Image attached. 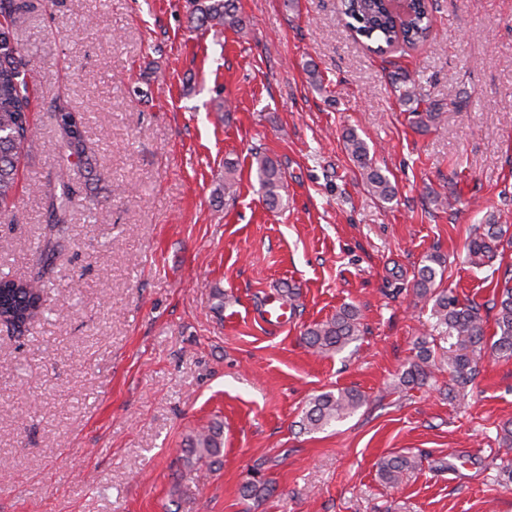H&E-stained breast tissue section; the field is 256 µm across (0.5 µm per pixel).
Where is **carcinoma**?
Returning <instances> with one entry per match:
<instances>
[{
    "mask_svg": "<svg viewBox=\"0 0 512 512\" xmlns=\"http://www.w3.org/2000/svg\"><path fill=\"white\" fill-rule=\"evenodd\" d=\"M341 13L356 35L376 43V51L384 52L396 45H416L427 39L432 23V0H408L406 9L398 14L391 11L387 0H340ZM27 0H0V209L13 203L18 192L20 159L36 147L31 104L34 99L26 82L31 63L28 52L15 37V27L27 11ZM190 21L199 27L243 28L235 0H191ZM402 81V96L408 101L424 100L420 84L408 78ZM54 118L61 131L65 157H86L85 122L79 112L64 105L55 106ZM344 146L361 169V179L368 193L382 202L393 200L395 192L390 179L372 165L369 148L356 131L343 136ZM256 175L269 207L281 201L282 173L269 157L255 153ZM51 199L48 223L56 231L66 223L75 190L59 171L54 183L42 186ZM507 233L503 224L489 222L467 245V259L477 268L493 261L497 243ZM50 246L40 252L42 270L28 279L0 276V323L19 329L41 313L47 284L44 271L52 262ZM443 258L438 254L425 256L414 281L416 295L432 302V314L437 327L448 339V374L454 383L449 393L457 398L475 380L478 370L475 352L486 345L483 316L479 305L463 303L451 290H437L435 283L443 273ZM507 286L502 289L495 319L494 340L489 344L490 355L512 357V268L504 272ZM361 333L357 312L345 307L331 319L306 330L307 347L320 354L339 351L356 341ZM437 345L426 339L418 342L416 360L402 373L403 386L423 385L436 366ZM366 402L364 394L355 389L326 392L313 398L303 412L302 426L309 431L322 430L360 409ZM222 450L220 428L211 427L190 442V452L199 462L214 463ZM420 466L414 455L395 454L377 462V475L392 486L401 485Z\"/></svg>",
    "mask_w": 512,
    "mask_h": 512,
    "instance_id": "obj_1",
    "label": "carcinoma"
}]
</instances>
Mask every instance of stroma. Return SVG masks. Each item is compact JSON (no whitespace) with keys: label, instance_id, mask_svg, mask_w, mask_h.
Here are the masks:
<instances>
[{"label":"stroma","instance_id":"stroma-1","mask_svg":"<svg viewBox=\"0 0 512 512\" xmlns=\"http://www.w3.org/2000/svg\"><path fill=\"white\" fill-rule=\"evenodd\" d=\"M32 3L16 36L37 147L0 209V273L32 276L57 247L45 314L0 325V512H512V358L481 356L461 398L444 362L399 384L435 324L413 292L426 255L495 332L502 273L470 267L466 245L487 219L512 225V0H436L427 41L385 53L337 0H237V31L193 28L189 0ZM397 73L438 109L428 128ZM61 100L85 115L87 162L64 159ZM349 129L391 203L365 190ZM257 150L283 172L278 208ZM60 169L76 197L57 234L31 186ZM268 298L288 326L261 321ZM347 304L363 335L313 355L303 333ZM344 388L366 404L301 431L308 401ZM217 423L219 464L189 461ZM398 453L422 463L394 487L376 464ZM254 474L273 493L242 497ZM344 146L361 169V179L368 193L382 202L393 200L395 192L390 179L372 165L369 148L356 131L350 130L343 136Z\"/></svg>","mask_w":512,"mask_h":512}]
</instances>
